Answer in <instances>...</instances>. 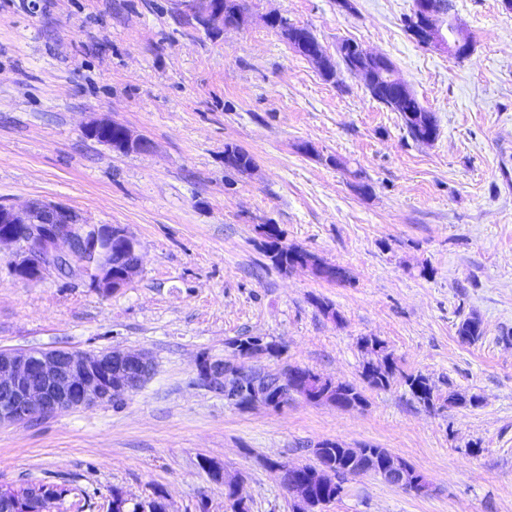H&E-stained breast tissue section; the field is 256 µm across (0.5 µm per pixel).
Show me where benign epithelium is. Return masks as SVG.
<instances>
[{"label": "benign epithelium", "mask_w": 512, "mask_h": 512, "mask_svg": "<svg viewBox=\"0 0 512 512\" xmlns=\"http://www.w3.org/2000/svg\"><path fill=\"white\" fill-rule=\"evenodd\" d=\"M186 9L209 28L241 26L246 16L239 13L224 21V0H184ZM407 31L421 46L443 50L463 59L472 44L452 17L439 15L432 0H415L406 22ZM295 41L308 45L307 60L316 67L333 62L315 35L298 33ZM351 49L362 64L349 72L370 79L377 71L388 72L397 99L413 94L410 87L395 74L392 62L382 54L365 51L356 43ZM85 134L110 147L120 146L128 152L147 151L151 142L135 135L125 125L109 119L94 121ZM13 247L11 269L22 282H31L46 274L69 269L83 274L91 286L110 294L128 284L137 274L140 260L139 243L117 226L89 224L82 214L63 205L35 202L23 210L0 205V246ZM249 356L239 355L206 369L210 384L224 391V399L248 406H283L288 399H308V384L303 373L293 366L278 379V396L271 398L268 390L254 376L247 363ZM153 364L142 351L112 348L97 352L75 349L50 351L0 350V425H24L49 418L64 410L90 408L124 400L141 388L151 375ZM344 452L362 461L359 473L375 472L373 459L362 448H346ZM387 482L419 491L410 465L402 458L386 453ZM295 466L278 468L281 479L294 501V512H311L312 497L307 484L294 477ZM314 482L330 488L343 489L341 476L328 463H318L309 471ZM219 478L224 489L234 492L227 509L239 510L244 505L238 480L222 470ZM60 498L55 488H45L31 497L19 489L0 487V512H20L23 505L36 506L35 512H49V505Z\"/></svg>", "instance_id": "obj_1"}]
</instances>
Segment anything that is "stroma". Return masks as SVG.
I'll return each instance as SVG.
<instances>
[{
  "instance_id": "stroma-1",
  "label": "stroma",
  "mask_w": 512,
  "mask_h": 512,
  "mask_svg": "<svg viewBox=\"0 0 512 512\" xmlns=\"http://www.w3.org/2000/svg\"><path fill=\"white\" fill-rule=\"evenodd\" d=\"M242 2L241 28L210 33L182 0H0V205L59 203L141 247L138 273L110 294L81 275L19 281L0 249V349L128 348L154 362L123 405L1 425L0 484L56 486L53 512H109L116 489L225 512L223 468L250 512H293L270 464H314L329 440L388 449L429 490L351 476L324 512H512V10L452 0L473 43L458 60L410 38L414 0ZM271 14L329 55L346 40L387 55L438 139L414 141L361 77H323ZM102 119L151 149L88 138ZM228 144L252 171L225 168ZM267 224L346 280L278 267ZM467 317L481 323L472 342L456 333ZM245 336L281 349L253 366L352 383L365 406L227 403L202 368ZM365 337L396 363L389 387L362 377ZM411 373L433 406L413 398Z\"/></svg>"
}]
</instances>
